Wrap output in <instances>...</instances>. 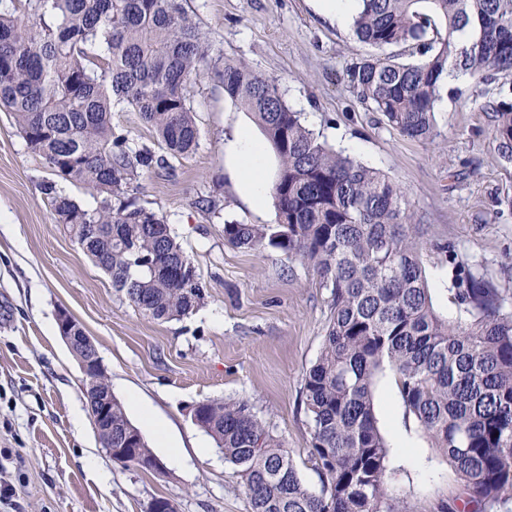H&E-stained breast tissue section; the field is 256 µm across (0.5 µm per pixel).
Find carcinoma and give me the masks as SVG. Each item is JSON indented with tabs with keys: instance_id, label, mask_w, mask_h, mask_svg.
Wrapping results in <instances>:
<instances>
[{
	"instance_id": "cac0c4a2",
	"label": "carcinoma",
	"mask_w": 512,
	"mask_h": 512,
	"mask_svg": "<svg viewBox=\"0 0 512 512\" xmlns=\"http://www.w3.org/2000/svg\"><path fill=\"white\" fill-rule=\"evenodd\" d=\"M358 2L353 34L375 53L349 65L347 82L359 104L410 139L437 136L443 74L486 86L512 75V0ZM467 26L474 38L459 48L455 35ZM98 46L108 54L103 64ZM217 65L209 33L183 0H0V110L52 172L40 193L112 287L157 321L192 313L207 285L166 217L138 205L128 188L198 147L190 91ZM221 65L225 96L251 115L278 160L275 223L227 222L224 239L277 248L330 290L322 351L303 389L310 454L326 478L321 493L303 484L247 402L199 403L202 428L236 467L252 512H402L387 494L389 445L374 414L387 370L459 476L464 505L512 512V312L501 289L461 264L449 289L456 316L441 317L405 190L306 127L277 79L241 60ZM118 103L139 114L157 148L114 131ZM482 111L511 163L512 100L490 98ZM60 181L82 186L97 206L62 194ZM111 423L114 441L134 428L115 400Z\"/></svg>"
}]
</instances>
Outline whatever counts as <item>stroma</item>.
I'll use <instances>...</instances> for the list:
<instances>
[{"label": "stroma", "instance_id": "1", "mask_svg": "<svg viewBox=\"0 0 512 512\" xmlns=\"http://www.w3.org/2000/svg\"><path fill=\"white\" fill-rule=\"evenodd\" d=\"M227 60H243L279 80L290 105L333 147L355 143V158L407 192L425 234L421 259L434 308L454 317V246L472 273L505 292L512 310V164L495 150L482 110L487 86L463 76L435 114L437 136L403 137L357 103L345 78L352 58L371 54L350 27L328 23L314 0H187ZM191 106L197 149L171 167L145 173L130 194L166 216L204 278L203 304L178 320L156 321L115 291L69 229L55 223L39 185L51 171L0 111V484L16 488L0 512H146L156 497L177 512H252L236 468L190 416L205 400L243 399L279 436L304 485L323 476L309 454L303 397L330 316L329 291L312 268L279 249L253 251L224 239V223L271 224L273 205L257 211L228 167L226 143L240 130L263 134L202 72ZM67 310L93 340L112 394L162 421L180 449L172 462L156 434L142 435L161 471L113 462L89 417L82 373L59 334ZM378 426L393 446L389 495L405 512H451L461 481L397 392L392 375L374 390ZM94 458L87 466L86 458ZM112 475L103 484L100 475Z\"/></svg>", "mask_w": 512, "mask_h": 512}]
</instances>
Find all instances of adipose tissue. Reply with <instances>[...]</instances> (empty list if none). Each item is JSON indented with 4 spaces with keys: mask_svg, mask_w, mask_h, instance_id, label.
<instances>
[{
    "mask_svg": "<svg viewBox=\"0 0 512 512\" xmlns=\"http://www.w3.org/2000/svg\"><path fill=\"white\" fill-rule=\"evenodd\" d=\"M225 151L238 175L244 197L254 207H262L267 199L264 145L242 130L226 145Z\"/></svg>",
    "mask_w": 512,
    "mask_h": 512,
    "instance_id": "ef3b65f1",
    "label": "adipose tissue"
}]
</instances>
